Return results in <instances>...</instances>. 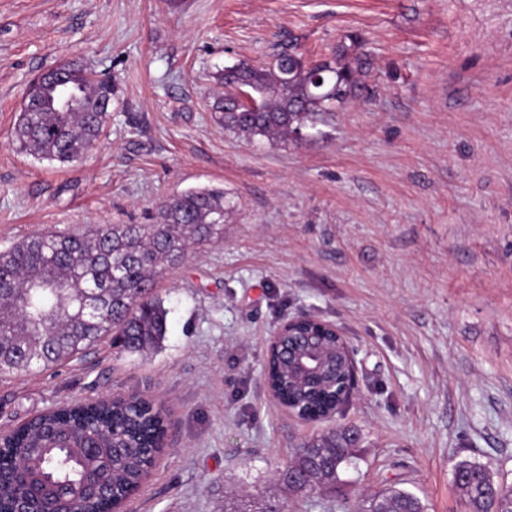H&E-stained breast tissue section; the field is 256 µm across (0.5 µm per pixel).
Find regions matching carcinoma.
Instances as JSON below:
<instances>
[{
	"instance_id": "obj_1",
	"label": "carcinoma",
	"mask_w": 512,
	"mask_h": 512,
	"mask_svg": "<svg viewBox=\"0 0 512 512\" xmlns=\"http://www.w3.org/2000/svg\"><path fill=\"white\" fill-rule=\"evenodd\" d=\"M371 54L358 34L347 36L320 66L304 62L294 47L265 65L244 62L214 75L223 91L211 110L224 129L270 143L292 140L323 112L335 111L368 91ZM77 105L62 110L50 82L31 83L10 135L12 143L42 160L66 164L96 146L110 120L112 81L83 65L64 74ZM154 224H108L85 233L45 232L0 252V376L50 366L106 338L127 353L161 347L168 310L155 286L188 249L224 234V191L192 189L156 205ZM279 361L269 362L270 382L283 402L297 408L324 400L279 384ZM162 413L134 395L59 407L0 437V502L29 485L39 497L67 502L85 474L112 459L113 506L149 474L145 453H160ZM358 432L334 428L305 443L279 472L298 497L336 484L340 471L356 465ZM454 483L466 512H512V483L491 468L462 459ZM224 512H288L279 498L224 493ZM354 512H427L415 493L395 485L362 496Z\"/></svg>"
}]
</instances>
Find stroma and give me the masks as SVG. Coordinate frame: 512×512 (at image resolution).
<instances>
[{"mask_svg":"<svg viewBox=\"0 0 512 512\" xmlns=\"http://www.w3.org/2000/svg\"><path fill=\"white\" fill-rule=\"evenodd\" d=\"M349 34L373 55L368 95L284 143L216 122L224 66L288 45L325 58ZM67 61L114 94L100 142L60 167L10 131L29 83ZM190 188L223 190L230 212L158 284L161 348L107 338L0 378V432L115 394L165 403L170 447L127 512H224L231 489L351 512L390 485L464 512L456 461L512 481V0H0V251L145 224ZM300 311L353 350L356 388L329 421L264 385L266 341ZM334 427L359 431L356 468L290 495L278 471Z\"/></svg>","mask_w":512,"mask_h":512,"instance_id":"stroma-1","label":"stroma"}]
</instances>
